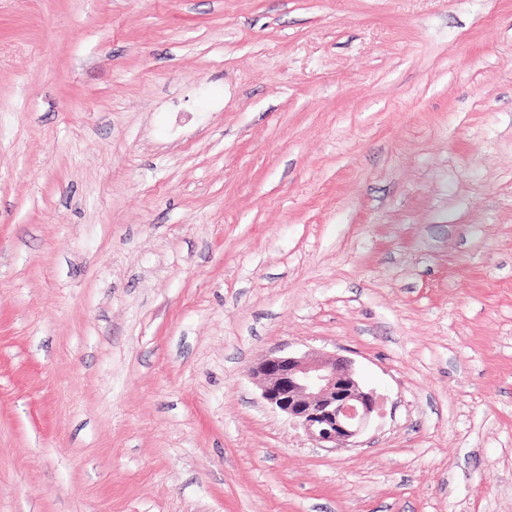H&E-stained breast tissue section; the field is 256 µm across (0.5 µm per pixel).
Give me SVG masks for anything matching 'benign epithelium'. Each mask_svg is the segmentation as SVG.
I'll return each mask as SVG.
<instances>
[{
	"label": "benign epithelium",
	"instance_id": "7a95c632",
	"mask_svg": "<svg viewBox=\"0 0 512 512\" xmlns=\"http://www.w3.org/2000/svg\"><path fill=\"white\" fill-rule=\"evenodd\" d=\"M262 400L302 428L318 448L358 447V438L379 413L380 396L359 379L354 363L336 353L265 355L252 369Z\"/></svg>",
	"mask_w": 512,
	"mask_h": 512
}]
</instances>
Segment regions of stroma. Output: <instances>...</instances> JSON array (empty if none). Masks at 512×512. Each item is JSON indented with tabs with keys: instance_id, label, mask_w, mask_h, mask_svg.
I'll return each instance as SVG.
<instances>
[{
	"instance_id": "35a3bbf8",
	"label": "stroma",
	"mask_w": 512,
	"mask_h": 512,
	"mask_svg": "<svg viewBox=\"0 0 512 512\" xmlns=\"http://www.w3.org/2000/svg\"><path fill=\"white\" fill-rule=\"evenodd\" d=\"M0 512H512V0H0ZM252 374L262 400L302 428L317 448L358 447L380 410V396L360 381L349 358L336 353L280 350L260 358Z\"/></svg>"
}]
</instances>
